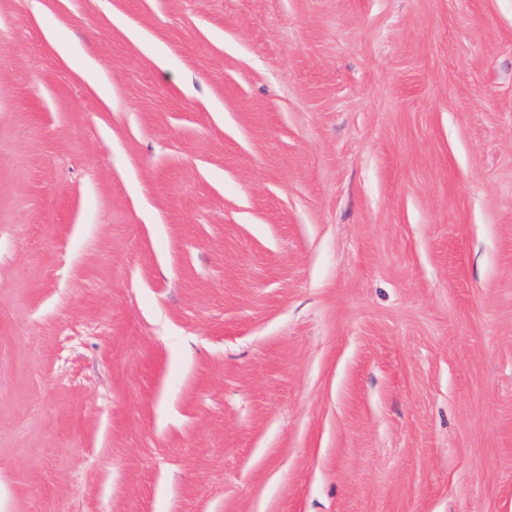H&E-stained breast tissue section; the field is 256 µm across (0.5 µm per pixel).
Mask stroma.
Masks as SVG:
<instances>
[{
	"mask_svg": "<svg viewBox=\"0 0 512 512\" xmlns=\"http://www.w3.org/2000/svg\"><path fill=\"white\" fill-rule=\"evenodd\" d=\"M0 512H512V0H0Z\"/></svg>",
	"mask_w": 512,
	"mask_h": 512,
	"instance_id": "1",
	"label": "stroma"
}]
</instances>
